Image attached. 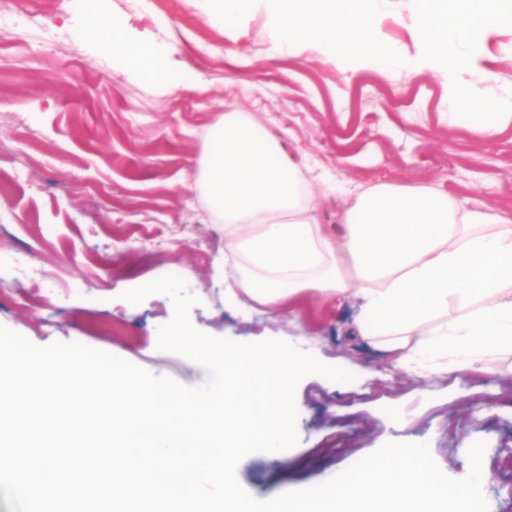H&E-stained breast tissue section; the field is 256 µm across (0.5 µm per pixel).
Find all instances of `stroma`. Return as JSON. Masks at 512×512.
<instances>
[{
	"mask_svg": "<svg viewBox=\"0 0 512 512\" xmlns=\"http://www.w3.org/2000/svg\"><path fill=\"white\" fill-rule=\"evenodd\" d=\"M140 43L171 46L169 93L114 71L105 30H86L81 0H18L14 25L0 28V326L37 345L79 342L155 375L195 387L200 372L159 350L171 299L134 305L125 291L185 275L197 302L191 324L216 338L251 343L309 339L325 365L344 366L348 384L317 375L298 384L296 445L282 455H247L237 475L255 498L275 487L326 482L388 442L428 445L448 477H461L468 450L486 445L481 487L490 512H512V359L494 372L416 377L337 337L349 311L306 296L242 319L224 304V226L197 185L207 133L227 108L281 137L312 168L325 212L342 204L323 183L383 180L437 184L480 205L512 211V128L479 142L460 136L441 111L438 71L350 84L313 50L266 58L263 14L224 35L203 20L202 0H102ZM207 92H199L196 80ZM112 321L113 332L91 322Z\"/></svg>",
	"mask_w": 512,
	"mask_h": 512,
	"instance_id": "1",
	"label": "stroma"
}]
</instances>
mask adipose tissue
I'll use <instances>...</instances> for the list:
<instances>
[{
  "label": "adipose tissue",
  "instance_id": "1",
  "mask_svg": "<svg viewBox=\"0 0 512 512\" xmlns=\"http://www.w3.org/2000/svg\"><path fill=\"white\" fill-rule=\"evenodd\" d=\"M83 24L109 27L112 65L175 90L163 56L85 0ZM198 183L224 226V304L277 308L301 294L358 300L356 331L392 364L423 377L486 372L512 354V216L433 185L336 186L322 218L306 171L245 113L225 112Z\"/></svg>",
  "mask_w": 512,
  "mask_h": 512
}]
</instances>
